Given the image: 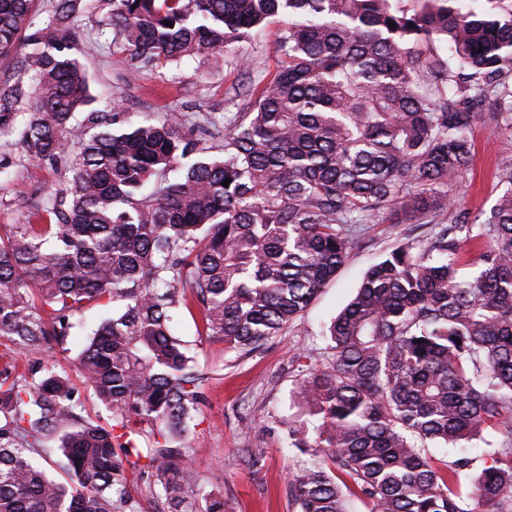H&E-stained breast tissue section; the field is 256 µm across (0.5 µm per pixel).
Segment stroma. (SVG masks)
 <instances>
[{
	"label": "stroma",
	"mask_w": 512,
	"mask_h": 512,
	"mask_svg": "<svg viewBox=\"0 0 512 512\" xmlns=\"http://www.w3.org/2000/svg\"><path fill=\"white\" fill-rule=\"evenodd\" d=\"M105 0H90L79 16L84 31L80 62L98 102L114 100L126 118L180 115L195 137L221 154L223 127L208 124V113L238 112L243 93L258 88L274 75L280 60L277 26L237 42L213 60H183L179 65L147 70L129 79L124 54L114 47L111 29L101 20ZM473 153L464 178L452 187L455 208L477 215L489 210L498 197L501 170L512 168V127L475 123L470 131ZM62 176L60 168L23 157L15 136L0 135V225L27 223L33 201L30 190H50ZM439 218L427 214L414 223L378 222L368 225L356 240L335 279L322 288L301 319L288 324L261 348L251 352L225 351L222 342L206 336L197 307H178L172 327L176 336L195 353L208 374L198 425L188 440L184 465L194 475L183 495L190 512H204V497L217 488L227 512H295L289 473L302 456L286 445V423L296 411L297 380L303 370L322 364L327 357L326 330L347 304L364 273L402 241H428ZM112 314L111 305L91 304L84 325L69 339V351L57 356L81 403L80 413L100 423L110 413L88 390L74 368V359L87 339L88 328ZM260 455L251 467L244 449Z\"/></svg>",
	"instance_id": "stroma-1"
}]
</instances>
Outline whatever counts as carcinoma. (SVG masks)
<instances>
[{
	"instance_id": "obj_1",
	"label": "carcinoma",
	"mask_w": 512,
	"mask_h": 512,
	"mask_svg": "<svg viewBox=\"0 0 512 512\" xmlns=\"http://www.w3.org/2000/svg\"><path fill=\"white\" fill-rule=\"evenodd\" d=\"M104 2L131 78L286 18L282 60L243 111L211 119L224 156H209L174 114L133 124L94 107L75 57L87 0H55L41 28L34 0H0V58L15 59L0 134L21 124L23 154L64 171L35 201L44 223L0 234V512H135L130 472L185 512L207 376L171 311L190 298L224 348L261 347L336 277L350 227L448 212L473 123L512 126V0ZM500 181L482 220L400 244L331 321L287 428L332 466L290 475L297 512H472L466 478L486 512H512V170ZM103 300L117 308L75 361L110 425L76 412L54 361ZM41 351L16 375L15 355ZM486 431L501 440L475 473L467 444ZM52 438L65 482L36 459ZM429 443L459 453L439 470Z\"/></svg>"
}]
</instances>
